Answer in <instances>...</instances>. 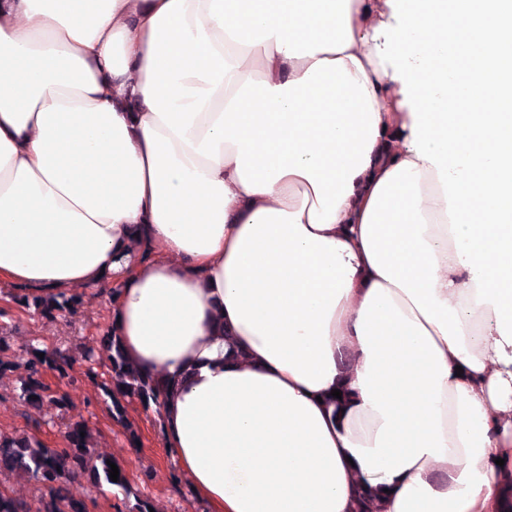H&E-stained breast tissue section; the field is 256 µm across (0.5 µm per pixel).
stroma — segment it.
<instances>
[{
  "mask_svg": "<svg viewBox=\"0 0 512 512\" xmlns=\"http://www.w3.org/2000/svg\"><path fill=\"white\" fill-rule=\"evenodd\" d=\"M109 324L108 301L98 289L88 291L76 317L66 322L28 313L15 303L12 289L0 288V342L7 347L15 364L13 371L0 377V432L32 433L47 446L59 448L65 443L66 422L84 421L93 434L96 453L112 458L123 467L136 498L149 500L155 512H209L208 505L197 499L188 481L172 484L171 474L177 471L178 464L154 412L144 410L135 402L128 405L127 415L139 436L135 443L113 420L99 390L101 383L111 380L109 361L103 358L90 366L81 357L82 351L101 338ZM29 342L61 348L73 357L66 377L51 373L44 376L54 394L67 396L66 408L48 404L36 409L18 400L20 382L27 374L26 356L21 347ZM70 492L85 501L88 512H131L136 500L113 493L108 486L96 489L82 480L73 482Z\"/></svg>",
  "mask_w": 512,
  "mask_h": 512,
  "instance_id": "35a3bbf8",
  "label": "stroma"
}]
</instances>
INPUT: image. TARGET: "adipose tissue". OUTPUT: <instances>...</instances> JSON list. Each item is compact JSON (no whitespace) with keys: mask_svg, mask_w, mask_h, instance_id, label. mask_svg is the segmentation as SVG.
Returning <instances> with one entry per match:
<instances>
[{"mask_svg":"<svg viewBox=\"0 0 512 512\" xmlns=\"http://www.w3.org/2000/svg\"><path fill=\"white\" fill-rule=\"evenodd\" d=\"M109 272L212 512H512V0H0V286Z\"/></svg>","mask_w":512,"mask_h":512,"instance_id":"1","label":"adipose tissue"}]
</instances>
